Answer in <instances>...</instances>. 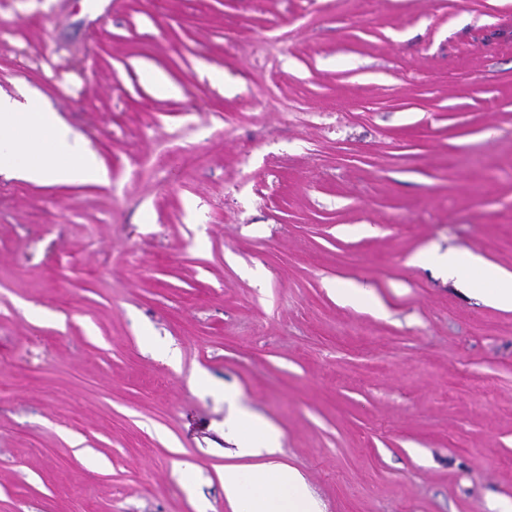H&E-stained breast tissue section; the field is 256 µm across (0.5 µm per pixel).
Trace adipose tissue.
I'll use <instances>...</instances> for the list:
<instances>
[{"mask_svg":"<svg viewBox=\"0 0 512 512\" xmlns=\"http://www.w3.org/2000/svg\"><path fill=\"white\" fill-rule=\"evenodd\" d=\"M98 162L72 142L69 128L50 118L43 99L34 92L23 100L0 93V169L40 184L46 179L78 183ZM428 262L449 277H479L484 298L512 310V273L484 266L476 256L432 253ZM236 431V444L244 462L224 468V494L236 512H319L301 475L276 462L279 434L271 425L238 405L225 394Z\"/></svg>","mask_w":512,"mask_h":512,"instance_id":"adipose-tissue-1","label":"adipose tissue"}]
</instances>
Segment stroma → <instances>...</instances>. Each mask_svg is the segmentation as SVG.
Segmentation results:
<instances>
[{
    "instance_id": "1",
    "label": "stroma",
    "mask_w": 512,
    "mask_h": 512,
    "mask_svg": "<svg viewBox=\"0 0 512 512\" xmlns=\"http://www.w3.org/2000/svg\"><path fill=\"white\" fill-rule=\"evenodd\" d=\"M26 90L107 179L0 172V512H233L228 391L321 512H512V310L418 261L512 273V0H0Z\"/></svg>"
}]
</instances>
